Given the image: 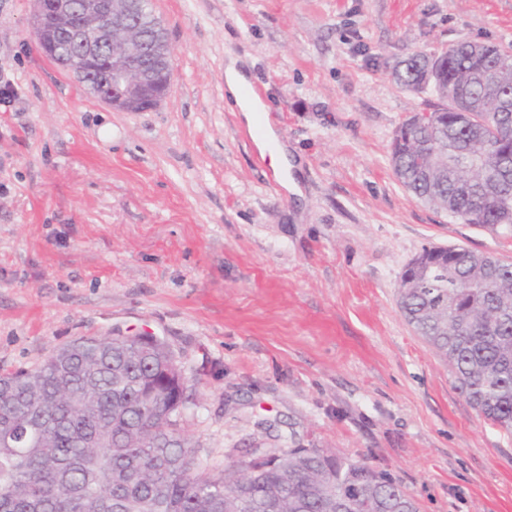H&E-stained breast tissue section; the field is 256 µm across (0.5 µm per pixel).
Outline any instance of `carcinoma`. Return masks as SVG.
Segmentation results:
<instances>
[{"label": "carcinoma", "instance_id": "1", "mask_svg": "<svg viewBox=\"0 0 512 512\" xmlns=\"http://www.w3.org/2000/svg\"><path fill=\"white\" fill-rule=\"evenodd\" d=\"M468 42L434 54L415 51L396 72L398 86L419 93L420 65L441 62L431 87L439 112L464 94L481 122L459 127L442 117L414 140L396 130L391 163L401 184L425 205L450 204V216L495 233L512 229V161L472 157L498 124L495 99L512 98V52ZM493 66L489 91L472 81ZM458 179H441L439 167ZM398 289L409 325L448 363L456 390L492 425L512 433V263L458 248L451 264L428 250ZM160 339L82 336L53 351L35 370L0 375V512H419L416 500L384 471L320 448L295 446L276 459L234 460L224 473L200 470L177 417L189 378L172 366ZM250 492L239 505L242 487Z\"/></svg>", "mask_w": 512, "mask_h": 512}]
</instances>
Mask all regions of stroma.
<instances>
[{
    "mask_svg": "<svg viewBox=\"0 0 512 512\" xmlns=\"http://www.w3.org/2000/svg\"><path fill=\"white\" fill-rule=\"evenodd\" d=\"M0 0V374L80 336L149 333L190 379L196 464L297 444L386 470L420 512H512V433L476 413L397 306L423 248L491 251L396 180L395 130L435 98L410 53L512 48V0H151L172 46L161 104L129 112L40 49ZM244 60L296 168L285 192L224 95Z\"/></svg>",
    "mask_w": 512,
    "mask_h": 512,
    "instance_id": "1",
    "label": "stroma"
}]
</instances>
